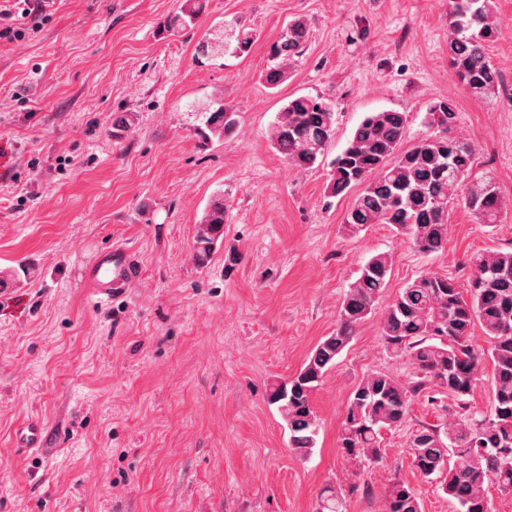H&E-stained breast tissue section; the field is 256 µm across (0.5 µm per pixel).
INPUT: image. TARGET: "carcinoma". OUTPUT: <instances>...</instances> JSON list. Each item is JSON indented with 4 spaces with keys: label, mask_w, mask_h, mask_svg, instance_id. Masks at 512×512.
<instances>
[{
    "label": "carcinoma",
    "mask_w": 512,
    "mask_h": 512,
    "mask_svg": "<svg viewBox=\"0 0 512 512\" xmlns=\"http://www.w3.org/2000/svg\"><path fill=\"white\" fill-rule=\"evenodd\" d=\"M204 0H182L165 30L193 28ZM448 58L462 90L475 98L494 96L500 86L486 46L498 38L495 0H448ZM257 30L239 21L228 23L199 42V60L212 64L227 54L249 53ZM309 39L305 20L294 19L269 47V63L261 79L271 89L288 77V69ZM320 96L288 99L276 117L271 145L292 166L313 167L323 157L336 124V111ZM195 129L206 139L234 132L236 113L224 105H208L195 113ZM458 107L452 98L430 105L423 123L431 132L408 149L400 143L408 113L383 110L367 115L346 147L332 160L326 194L337 197L361 187L344 217L349 231L369 224H391L422 253L442 249L448 237L449 211L459 200L483 224H495L504 198L488 174L473 173L476 150L454 135ZM224 199L212 201L194 240V259L207 264L224 233ZM469 297L448 277L426 273L409 283L387 306L381 341L392 357H407L415 372L401 382L385 372L364 377L350 398L340 427L342 454L355 463L382 459V435L401 427L411 398L422 390L447 393L458 411L440 428L423 425L412 433L409 454L415 468L458 506V512H489L485 485L497 484L512 494V249L478 253L470 259ZM387 254L370 257L342 300L336 332L323 337L298 374L269 390L289 431V448L301 458L312 454L319 431L312 396L355 329L369 318L391 274ZM480 326L488 347L471 344ZM492 366L493 400L487 415L472 413L468 397L480 380L483 361ZM385 512H422L416 491L402 482L384 492ZM344 490L331 486L320 493L318 512H342Z\"/></svg>",
    "instance_id": "obj_1"
}]
</instances>
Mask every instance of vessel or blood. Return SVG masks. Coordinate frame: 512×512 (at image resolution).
I'll return each instance as SVG.
<instances>
[{"mask_svg":"<svg viewBox=\"0 0 512 512\" xmlns=\"http://www.w3.org/2000/svg\"><path fill=\"white\" fill-rule=\"evenodd\" d=\"M139 270L132 254L123 249H112L97 254L83 270V279L90 295L97 301L111 300L130 288ZM43 441V425L39 420H29L19 430L22 449L40 447Z\"/></svg>","mask_w":512,"mask_h":512,"instance_id":"vessel-or-blood-1","label":"vessel or blood"}]
</instances>
